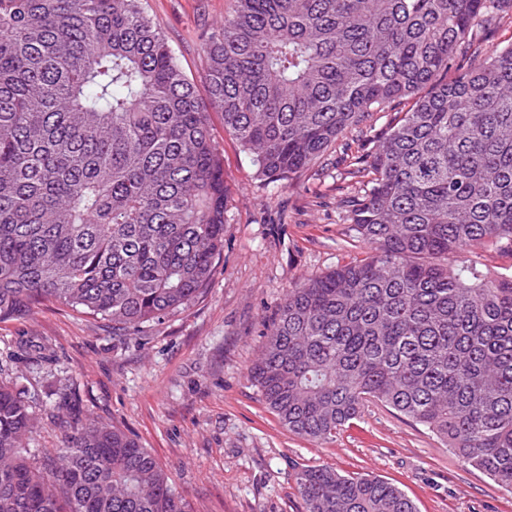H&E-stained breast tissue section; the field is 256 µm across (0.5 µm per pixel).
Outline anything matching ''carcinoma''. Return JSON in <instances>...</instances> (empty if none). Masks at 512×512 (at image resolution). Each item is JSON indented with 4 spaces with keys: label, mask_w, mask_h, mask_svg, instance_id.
I'll use <instances>...</instances> for the list:
<instances>
[{
    "label": "carcinoma",
    "mask_w": 512,
    "mask_h": 512,
    "mask_svg": "<svg viewBox=\"0 0 512 512\" xmlns=\"http://www.w3.org/2000/svg\"><path fill=\"white\" fill-rule=\"evenodd\" d=\"M512 0H234L203 87L142 0H0V322L45 303L130 332L206 289L224 252V160L208 109L289 182L342 145L369 254L289 285L249 376L288 431L336 436L378 401L512 492V45L477 25ZM409 109L372 133L374 114ZM35 394L0 382V512H189L124 431L60 416L24 447ZM306 512H417L396 485L295 474Z\"/></svg>",
    "instance_id": "obj_1"
}]
</instances>
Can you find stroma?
<instances>
[{
  "label": "stroma",
  "instance_id": "35a3bbf8",
  "mask_svg": "<svg viewBox=\"0 0 512 512\" xmlns=\"http://www.w3.org/2000/svg\"><path fill=\"white\" fill-rule=\"evenodd\" d=\"M231 0H146L177 60L203 84L200 46ZM224 156V253L197 299L132 333L46 304L0 322V380L33 387L36 455L62 446L51 413L69 393L71 413L124 430L185 495L191 512H305L294 475L329 466L394 483L418 512H512V493L465 462L428 429L381 404L366 406L327 441L289 432L267 409L249 369L289 283L364 258L349 231L346 165L328 151L282 186L257 179L251 155L210 111Z\"/></svg>",
  "mask_w": 512,
  "mask_h": 512
}]
</instances>
